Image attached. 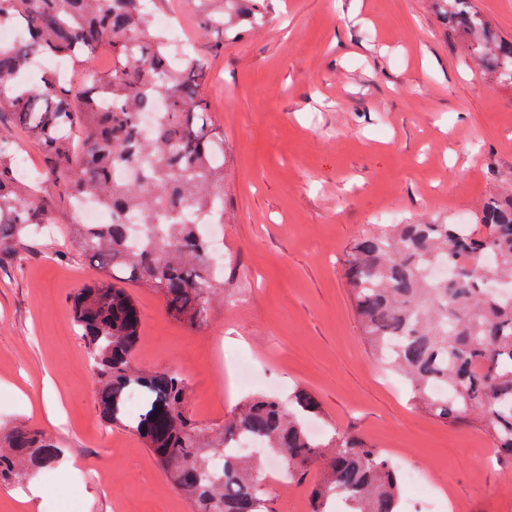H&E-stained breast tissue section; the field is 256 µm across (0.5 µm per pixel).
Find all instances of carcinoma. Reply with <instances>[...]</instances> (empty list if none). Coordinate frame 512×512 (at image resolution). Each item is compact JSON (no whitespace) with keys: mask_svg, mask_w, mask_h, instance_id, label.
<instances>
[{"mask_svg":"<svg viewBox=\"0 0 512 512\" xmlns=\"http://www.w3.org/2000/svg\"><path fill=\"white\" fill-rule=\"evenodd\" d=\"M144 2L0 0V24H16L24 35L17 45L0 46V119L35 143L44 175L69 203L92 200L112 213L109 224L68 226V238L102 273L70 298L99 416L144 442L193 512H268L261 494L266 464L236 452L242 436L282 460L290 482L321 463L310 512H334L339 498L345 512H402L399 470L380 448L339 429L327 439L308 432L306 420L320 412L311 393L297 389L286 400L254 394L224 423L206 425L190 415L188 382L178 370L136 363L142 319L127 285L153 289L167 313L192 329L206 324L214 293L224 287L205 261L208 240L182 219L189 205L224 223V137L208 130L204 65L174 59ZM196 2L205 33L224 32V18L242 13L238 0ZM444 3L448 20L477 37L474 69L512 81V42L485 32L469 0ZM102 47L112 51L108 73L92 65ZM36 54L85 63L81 94L55 73L30 82ZM146 114L152 129L144 134ZM18 147L0 138V260L51 223V203L36 186H21ZM117 166L133 169L134 177L113 181ZM160 203L166 224L152 220ZM133 215L143 218L138 246L130 243ZM488 254L489 267L464 261ZM345 277L374 359L410 383L416 406L450 424L481 425L512 459V297L487 288L493 277L512 282V187L485 202L476 224H390L364 232L347 253ZM437 384L446 394L432 391ZM217 455L223 465L214 473ZM58 456L39 429L1 432L0 484Z\"/></svg>","mask_w":512,"mask_h":512,"instance_id":"carcinoma-1","label":"carcinoma"}]
</instances>
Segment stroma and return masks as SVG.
<instances>
[{"mask_svg": "<svg viewBox=\"0 0 512 512\" xmlns=\"http://www.w3.org/2000/svg\"><path fill=\"white\" fill-rule=\"evenodd\" d=\"M182 3L157 0L154 12L181 13L175 53L203 63L208 122L224 136V291L191 329L131 286L137 363L192 365L188 409L207 425L244 393L306 389L322 429L366 436L397 466L448 484L449 500L414 512H512V460L478 425L416 408L407 382L373 358L344 278L351 243L374 225L475 223L512 178V84L472 69L434 0H266L222 36L202 33ZM58 192L43 182L55 236L0 264V425L40 428L62 454L35 476L46 493L29 512L72 499L78 512H192L142 441L97 415L68 302L101 273L70 243L78 217ZM241 357L253 382L225 390L224 367ZM48 383L64 399L57 426L27 408ZM69 458L81 477L65 476ZM318 473L291 483L270 470V512H304Z\"/></svg>", "mask_w": 512, "mask_h": 512, "instance_id": "1", "label": "stroma"}]
</instances>
